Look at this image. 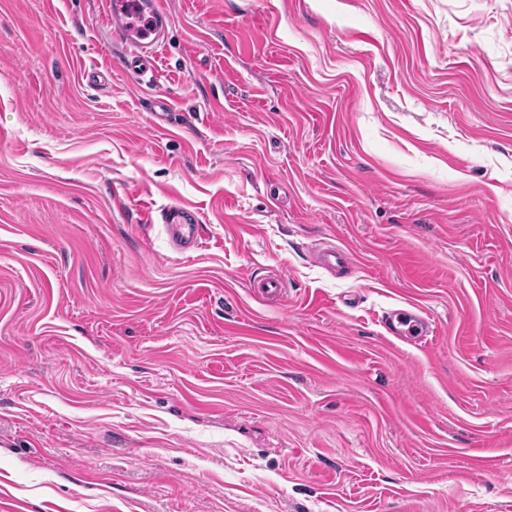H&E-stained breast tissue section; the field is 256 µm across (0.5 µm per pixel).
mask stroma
Returning a JSON list of instances; mask_svg holds the SVG:
<instances>
[{"mask_svg": "<svg viewBox=\"0 0 512 512\" xmlns=\"http://www.w3.org/2000/svg\"><path fill=\"white\" fill-rule=\"evenodd\" d=\"M170 11L148 85L101 0H0V503L512 512V0ZM158 221V222H156ZM149 224H166L169 235L180 249L187 250L196 245L199 235L198 213L184 205H171L158 215L150 214ZM313 260L323 268L336 271V267H348L356 264L353 252L345 246L328 244L326 247L314 250ZM385 329L389 335L398 339H412L415 336L433 335L436 327L432 321L418 313L397 310L385 318Z\"/></svg>", "mask_w": 512, "mask_h": 512, "instance_id": "1", "label": "stroma"}]
</instances>
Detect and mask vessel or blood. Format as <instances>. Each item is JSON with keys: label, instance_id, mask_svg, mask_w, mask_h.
I'll use <instances>...</instances> for the list:
<instances>
[{"label": "vessel or blood", "instance_id": "vessel-or-blood-1", "mask_svg": "<svg viewBox=\"0 0 512 512\" xmlns=\"http://www.w3.org/2000/svg\"><path fill=\"white\" fill-rule=\"evenodd\" d=\"M112 39L126 49L128 71L146 74L154 71L158 49L163 45L169 25V12L164 0H104ZM148 223L164 224L173 241L181 249L196 245L199 235L197 212L184 205H171L159 214L149 215ZM314 261L327 270L355 265L353 252L335 244L314 250ZM387 333L399 339L430 336L435 332L432 321L418 313L397 310L385 319Z\"/></svg>", "mask_w": 512, "mask_h": 512}]
</instances>
